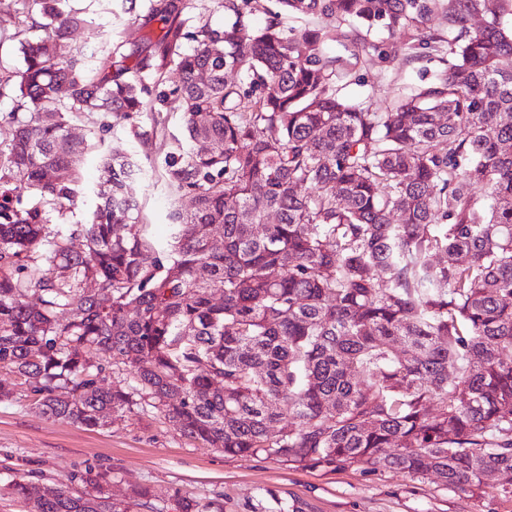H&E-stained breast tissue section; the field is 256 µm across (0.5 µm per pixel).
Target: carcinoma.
<instances>
[{"label":"carcinoma","instance_id":"cac0c4a2","mask_svg":"<svg viewBox=\"0 0 512 512\" xmlns=\"http://www.w3.org/2000/svg\"><path fill=\"white\" fill-rule=\"evenodd\" d=\"M31 3L43 35L20 42L25 67L14 75L29 118L0 154V368L44 416L95 429L149 406L226 455L431 471L457 489L512 473V28L502 0H280L287 16L393 35L443 9L447 71L386 112L338 94L333 77L352 62L327 52L334 34L321 28L202 27L190 33L194 51L174 55L185 33L169 0L157 10L158 51L136 70L160 75L173 62L181 74L186 143L165 154L164 177L191 208L155 248L127 191L135 162L114 154L89 220L71 230L83 253L47 235L41 212L14 206V193L72 204L91 148L70 134L74 115L131 118L147 110L148 87L92 67L79 49L58 54L87 19L66 0ZM242 66L261 90L247 105L225 80ZM119 362L131 382L104 388ZM75 480L77 494L63 482L35 490L22 475L4 490L29 512H116L108 472ZM169 500L174 512H224L216 499Z\"/></svg>","mask_w":512,"mask_h":512}]
</instances>
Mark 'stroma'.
I'll list each match as a JSON object with an SVG mask.
<instances>
[{
	"instance_id": "stroma-1",
	"label": "stroma",
	"mask_w": 512,
	"mask_h": 512,
	"mask_svg": "<svg viewBox=\"0 0 512 512\" xmlns=\"http://www.w3.org/2000/svg\"><path fill=\"white\" fill-rule=\"evenodd\" d=\"M181 14L186 30L207 26L215 31L238 24L254 31L264 27L281 8L278 0H186ZM160 0H137L134 13H125L122 0H70L83 11L88 24L73 31L67 50L94 44L95 66L118 54L144 56L154 50L160 26L147 17ZM26 18L14 0H0V149L7 148L25 111L18 107L19 92L11 77L23 66L20 32ZM447 23L435 13L419 24L413 36L366 32L343 22L336 38L327 42L330 54L357 57V65L338 78L341 95L374 112L387 111L401 95L435 80L446 68L448 44L442 39ZM152 112L115 121L98 113L80 119L76 133L93 132L99 145L82 169V186L73 205L63 209L41 204L24 194L27 206H40L49 231L68 234L72 225L85 223L95 203L102 156L118 151L139 165L129 193L138 201L146 236L154 242L169 238L173 206L189 208V197L177 196L161 177L164 148L184 137L178 102H153ZM150 146H143V139ZM69 236V234H68ZM68 246L83 250L80 236H69ZM109 471L111 500L127 512H171L168 496L207 503L220 497L224 512H277L276 498L294 503L300 512H512V474L493 473L480 486L460 490L439 483L434 475L421 478L392 470L372 471L353 464L326 472L295 468L263 457H229L175 431L154 408H140L99 429H87L43 416L24 389L0 401V486L15 473L36 484L70 480L86 469ZM150 488L148 505L137 504L135 489Z\"/></svg>"
}]
</instances>
